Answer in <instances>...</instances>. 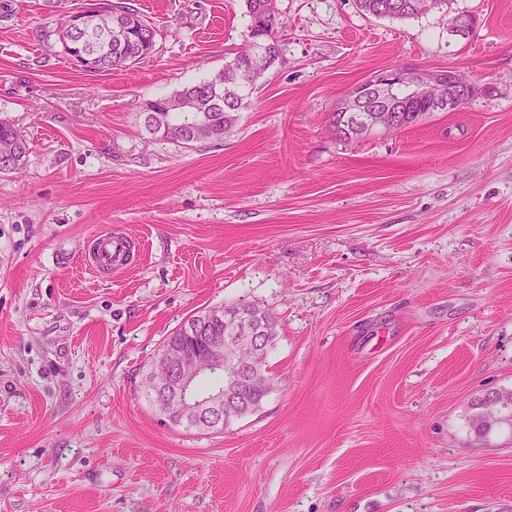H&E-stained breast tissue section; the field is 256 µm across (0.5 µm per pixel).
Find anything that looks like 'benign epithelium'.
<instances>
[{
	"label": "benign epithelium",
	"instance_id": "1",
	"mask_svg": "<svg viewBox=\"0 0 512 512\" xmlns=\"http://www.w3.org/2000/svg\"><path fill=\"white\" fill-rule=\"evenodd\" d=\"M101 16L98 11L75 13L67 18L66 27L74 36L98 33L116 44H124L127 28L118 26L104 31ZM477 88L475 82L454 68L402 71L391 67L358 84L338 111L359 113L355 128L363 136L386 133L393 125L404 123L405 113L417 102L429 104L438 111L458 112ZM266 340L262 325L242 314L228 335L205 337L201 352L168 345L160 350L153 366V372L165 377V384L154 388L153 394L160 403L172 405L185 423L201 430L222 428L240 419L239 410L246 396L255 395L257 389L270 392L266 368L254 361L244 363L239 357L241 349L249 347L257 351L264 347ZM212 372L224 374V392L206 397L193 395L195 381ZM489 403L494 415L499 417L512 405V394L491 392L481 397L478 416L485 424L489 422L485 418Z\"/></svg>",
	"mask_w": 512,
	"mask_h": 512
}]
</instances>
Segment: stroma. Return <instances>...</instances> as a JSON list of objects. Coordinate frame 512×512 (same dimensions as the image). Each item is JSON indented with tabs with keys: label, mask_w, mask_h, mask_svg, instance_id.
Returning a JSON list of instances; mask_svg holds the SVG:
<instances>
[{
	"label": "stroma",
	"mask_w": 512,
	"mask_h": 512,
	"mask_svg": "<svg viewBox=\"0 0 512 512\" xmlns=\"http://www.w3.org/2000/svg\"><path fill=\"white\" fill-rule=\"evenodd\" d=\"M86 2L0 0V121L30 144L0 173V512H512V428L468 423L512 390V0L405 20L274 0L279 60L192 148L139 112L223 69L245 0H127L156 50L107 74L60 53ZM394 65L482 92L337 138L330 112ZM117 231L137 254L94 278L89 244ZM241 302L278 319L272 391L224 429L172 426L149 365Z\"/></svg>",
	"instance_id": "stroma-1"
}]
</instances>
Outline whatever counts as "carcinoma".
<instances>
[{
    "label": "carcinoma",
    "mask_w": 512,
    "mask_h": 512,
    "mask_svg": "<svg viewBox=\"0 0 512 512\" xmlns=\"http://www.w3.org/2000/svg\"><path fill=\"white\" fill-rule=\"evenodd\" d=\"M356 2L358 8L367 15L391 19L412 18L428 10H442L448 7V0H356ZM246 7L250 17L247 39L244 47L234 54L231 61L224 64V87L214 86L212 79L209 78L177 93L179 97H195L203 101L208 104V111L194 112L190 115L153 112L146 131L180 142L188 136L194 123L202 122L206 128L205 139L216 142L224 140V133L235 122L237 112L243 108L244 100L249 97L247 90L253 88L268 70L266 60L255 55L258 42L270 37L274 39L273 49L279 48L277 34L280 22L273 0H246ZM118 8L135 17L137 23L144 25V40L128 42L121 48L115 44L107 47L100 46L92 40L76 43L69 41V30L63 27L57 31L62 52L72 59L84 54L98 53L103 63L83 67V70L95 74L118 68L131 69L141 60L151 56L156 45L155 26L122 2L118 3ZM3 144L14 146V151L6 159L0 156V172L22 170L29 155L28 142L13 126L0 122V145ZM241 312L260 316L268 325L269 335H277L275 316L255 304L239 303L230 307L203 310L190 316L164 340V343H177L183 340L190 349H198L200 348L198 337L209 333L212 335L225 333V319H234Z\"/></svg>",
    "instance_id": "1"
}]
</instances>
